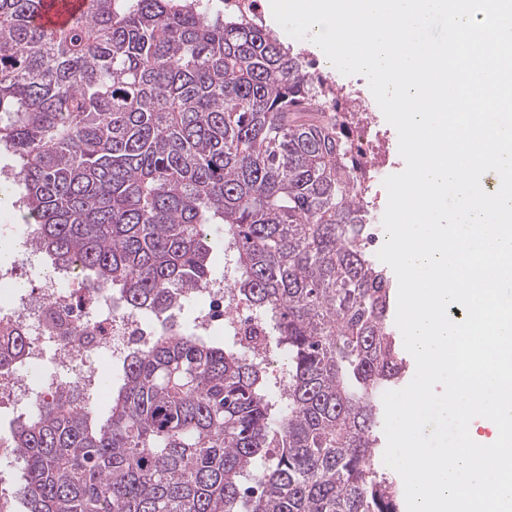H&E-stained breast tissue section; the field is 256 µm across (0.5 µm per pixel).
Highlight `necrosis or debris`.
<instances>
[{
  "mask_svg": "<svg viewBox=\"0 0 512 512\" xmlns=\"http://www.w3.org/2000/svg\"><path fill=\"white\" fill-rule=\"evenodd\" d=\"M5 238L17 257L0 265V332L17 330L30 349L19 369L0 374V406L30 410L61 381L98 390L104 363L123 360L157 336L146 314L123 313L111 294L79 287L76 270L50 268L33 246L29 226L8 225ZM235 280L228 270L190 292L199 305L198 335L267 328V320L237 294Z\"/></svg>",
  "mask_w": 512,
  "mask_h": 512,
  "instance_id": "obj_1",
  "label": "necrosis or debris"
}]
</instances>
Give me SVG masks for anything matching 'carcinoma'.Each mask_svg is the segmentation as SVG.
<instances>
[{
  "mask_svg": "<svg viewBox=\"0 0 512 512\" xmlns=\"http://www.w3.org/2000/svg\"><path fill=\"white\" fill-rule=\"evenodd\" d=\"M0 0V151L21 220L55 265L162 314L210 279L206 226L288 357V395L240 344L180 328L135 347L111 388L60 385L19 420L25 512H401L376 463L405 372L395 285L370 257L360 148L317 107L302 53L214 0H87L45 30ZM28 343L0 335V370Z\"/></svg>",
  "mask_w": 512,
  "mask_h": 512,
  "instance_id": "cac0c4a2",
  "label": "carcinoma"
}]
</instances>
